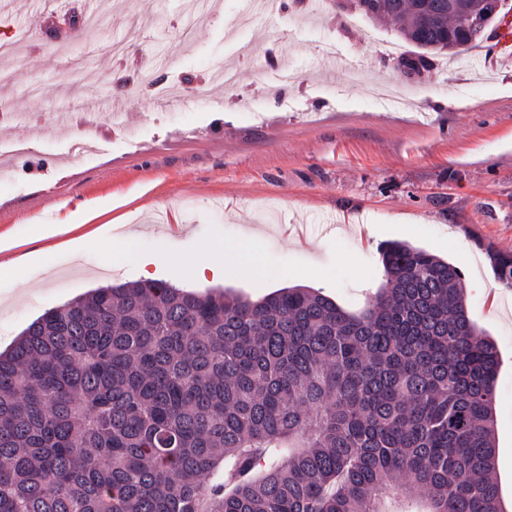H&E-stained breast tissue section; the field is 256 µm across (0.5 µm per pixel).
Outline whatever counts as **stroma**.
I'll use <instances>...</instances> for the list:
<instances>
[{
	"mask_svg": "<svg viewBox=\"0 0 512 512\" xmlns=\"http://www.w3.org/2000/svg\"><path fill=\"white\" fill-rule=\"evenodd\" d=\"M60 3V15L35 19L33 36L0 57V72L15 77L0 97L10 104L0 141L32 148L0 182V235L16 243L0 263L39 254L18 281L0 279V351L44 312L140 279L144 260L187 291L256 300L304 286L357 311L382 285L380 246L405 241L459 266L470 316L497 346L496 473L502 512H512V288L488 256L512 254V61L480 71L481 36L406 76L393 56L411 45L338 0L320 11L268 0L236 31L229 23L245 0ZM330 41L358 61V81L333 69L322 51ZM218 64L239 70V85L188 97ZM386 85L407 105L369 109ZM62 112L111 124L90 160L64 164L73 130L56 122ZM93 207L98 223L119 221L134 237L121 267L39 237L40 225ZM249 236L261 240L257 267L243 256ZM212 241L224 275L201 281L191 259Z\"/></svg>",
	"mask_w": 512,
	"mask_h": 512,
	"instance_id": "obj_1",
	"label": "stroma"
}]
</instances>
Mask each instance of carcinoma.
<instances>
[{"mask_svg":"<svg viewBox=\"0 0 512 512\" xmlns=\"http://www.w3.org/2000/svg\"><path fill=\"white\" fill-rule=\"evenodd\" d=\"M482 0H365L421 50L466 51ZM512 287V255L488 251ZM350 313L311 288L260 300L164 280L97 288L0 353V512H501L500 359L454 264L381 246Z\"/></svg>","mask_w":512,"mask_h":512,"instance_id":"cac0c4a2","label":"carcinoma"}]
</instances>
